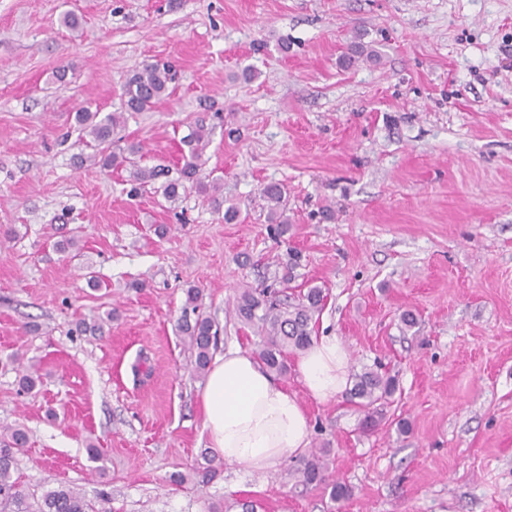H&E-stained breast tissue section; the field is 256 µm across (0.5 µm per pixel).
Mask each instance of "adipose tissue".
Listing matches in <instances>:
<instances>
[{
	"label": "adipose tissue",
	"instance_id": "obj_1",
	"mask_svg": "<svg viewBox=\"0 0 512 512\" xmlns=\"http://www.w3.org/2000/svg\"><path fill=\"white\" fill-rule=\"evenodd\" d=\"M349 364L337 337L319 336L302 351L296 369L305 393L325 402L346 388ZM200 401L210 447L244 472L270 470L310 443V417L297 394L237 345L214 357Z\"/></svg>",
	"mask_w": 512,
	"mask_h": 512
}]
</instances>
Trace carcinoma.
<instances>
[{"label":"carcinoma","instance_id":"cac0c4a2","mask_svg":"<svg viewBox=\"0 0 512 512\" xmlns=\"http://www.w3.org/2000/svg\"><path fill=\"white\" fill-rule=\"evenodd\" d=\"M173 81L171 69L158 64H145L133 72L123 86V111L99 117L97 112H76V123L88 131L98 147L100 162L104 167L132 168V191L155 184L154 191L165 202L174 204L181 198L185 183L206 191L219 189L217 180L205 184L206 161L203 153L209 144V133L199 126L181 138L183 165L179 178H168L169 170L155 165L141 167L133 156L141 152L134 145L127 149L116 144L115 129L126 112H146L170 97L169 83ZM261 196L268 204V221L286 224L284 187L269 183L261 189ZM200 290L186 291L180 331L194 354V371L202 374L207 369L212 349L216 344L219 329L214 320L199 312ZM324 291L315 286L297 294L282 298L278 292L267 288L261 291L244 292L235 305L238 319L249 326L260 328L261 348L257 357L265 368L279 376L288 373L286 351H303L312 342V323L324 306ZM350 401L362 415L361 432L370 435L378 430L385 419L384 407L397 390L396 378L374 365L364 367L351 374ZM28 443V432L23 428L5 426L0 429V512H112L111 499L102 495L89 500L79 490L60 485L44 490L41 495L30 494L15 477L19 452ZM330 449L311 453L300 460L292 472L294 488L307 490L312 486L327 483L328 457Z\"/></svg>","mask_w":512,"mask_h":512}]
</instances>
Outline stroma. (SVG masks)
<instances>
[{"label":"stroma","instance_id":"35a3bbf8","mask_svg":"<svg viewBox=\"0 0 512 512\" xmlns=\"http://www.w3.org/2000/svg\"><path fill=\"white\" fill-rule=\"evenodd\" d=\"M354 41L378 59L341 65ZM152 62L173 66V93L117 136L175 172L204 124L216 198L190 187L163 210L90 160L76 112L119 111ZM271 182L288 190L282 234ZM72 236L78 254L59 252ZM315 285L314 335L399 382L366 437L348 393L304 396L287 354L310 445L353 490L339 504L293 492L299 453L245 474L209 447L178 330L196 287L218 348L252 352L240 295ZM22 365L43 376L29 393ZM1 424L29 434L25 487L104 493L112 512H512V0H0ZM261 196L268 204V221L271 224H288L285 216L286 192L279 183H269L261 189Z\"/></svg>","mask_w":512,"mask_h":512}]
</instances>
